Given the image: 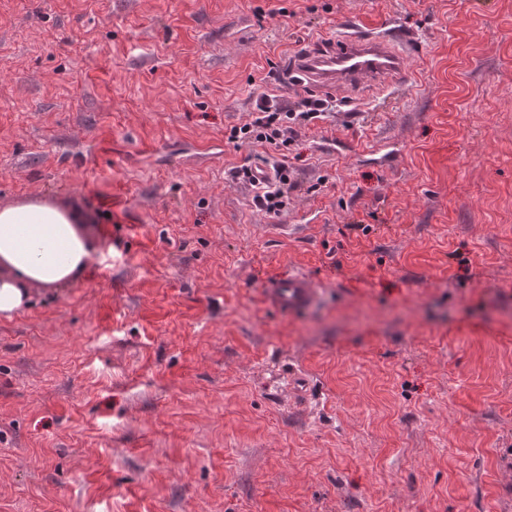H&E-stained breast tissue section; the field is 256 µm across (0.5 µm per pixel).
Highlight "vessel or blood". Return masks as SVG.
I'll list each match as a JSON object with an SVG mask.
<instances>
[{
  "label": "vessel or blood",
  "instance_id": "1",
  "mask_svg": "<svg viewBox=\"0 0 512 512\" xmlns=\"http://www.w3.org/2000/svg\"><path fill=\"white\" fill-rule=\"evenodd\" d=\"M405 51L391 34L366 35L347 27L335 40L312 45L293 63L309 84L330 89L374 83L404 71ZM313 281L295 274L268 286L272 305L288 311L308 306L316 297Z\"/></svg>",
  "mask_w": 512,
  "mask_h": 512
}]
</instances>
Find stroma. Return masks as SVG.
<instances>
[{"mask_svg":"<svg viewBox=\"0 0 512 512\" xmlns=\"http://www.w3.org/2000/svg\"><path fill=\"white\" fill-rule=\"evenodd\" d=\"M341 27L396 28L408 89L229 142ZM281 160L274 216L235 172ZM33 199L96 251L0 318V512H512V0H0ZM313 281L303 274L281 279L266 288V297L272 305L288 311L308 306L316 297Z\"/></svg>","mask_w":512,"mask_h":512,"instance_id":"1","label":"stroma"}]
</instances>
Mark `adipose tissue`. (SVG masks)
<instances>
[{
  "mask_svg": "<svg viewBox=\"0 0 512 512\" xmlns=\"http://www.w3.org/2000/svg\"><path fill=\"white\" fill-rule=\"evenodd\" d=\"M92 243L74 215L45 202L0 208V317L28 306L30 289H57L87 268Z\"/></svg>",
  "mask_w": 512,
  "mask_h": 512,
  "instance_id": "obj_1",
  "label": "adipose tissue"
}]
</instances>
